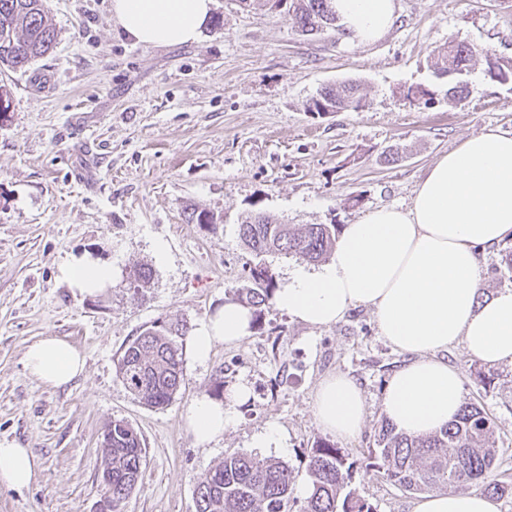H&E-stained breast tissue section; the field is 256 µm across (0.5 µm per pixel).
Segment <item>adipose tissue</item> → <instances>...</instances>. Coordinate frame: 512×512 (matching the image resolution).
<instances>
[{
	"mask_svg": "<svg viewBox=\"0 0 512 512\" xmlns=\"http://www.w3.org/2000/svg\"><path fill=\"white\" fill-rule=\"evenodd\" d=\"M346 33L358 44L384 35L396 0H333ZM214 0H111L112 19L133 43L168 47L196 41ZM512 238V134L495 128L469 137L440 157L418 184L408 208L381 207L347 225L330 260L316 270L294 269L273 295L274 305L296 321L322 328L342 321L356 305L368 306L383 336L411 360L389 379L382 412L398 430L426 436L448 424L463 400L459 370L444 358L460 344L488 367L512 366V288L480 296L481 249ZM58 278L75 293L93 295L112 284V267L92 251L72 254ZM252 314L225 301L190 337L196 362L208 361L220 344L248 336ZM27 372L62 387L85 372L73 345L45 337L28 346ZM249 397L238 386L229 399L195 397L184 419L197 445L221 438L237 405ZM322 429L356 437L365 421V396L349 376L322 380L313 395ZM40 460L32 449L0 443V484L21 490L36 479ZM413 512H498L476 492L432 491Z\"/></svg>",
	"mask_w": 512,
	"mask_h": 512,
	"instance_id": "adipose-tissue-1",
	"label": "adipose tissue"
}]
</instances>
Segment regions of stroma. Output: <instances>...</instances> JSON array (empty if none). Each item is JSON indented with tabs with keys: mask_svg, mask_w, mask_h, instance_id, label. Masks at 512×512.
Returning <instances> with one entry per match:
<instances>
[{
	"mask_svg": "<svg viewBox=\"0 0 512 512\" xmlns=\"http://www.w3.org/2000/svg\"><path fill=\"white\" fill-rule=\"evenodd\" d=\"M289 5L215 0L196 42L156 48L115 30L110 0H47L53 52L27 70L0 71V443L41 460L29 488L0 485V512H92L102 434L115 420L128 422L146 451L125 512H196L200 473L236 452L288 464L304 501L309 455L330 438L313 394L333 373L355 378L366 398L359 435L334 440L356 462L352 489L377 512H412L415 493L369 459L385 385L409 357L380 335L368 307L325 328L270 307L249 336L218 346L208 362L184 354V382L161 409L139 402L117 373L146 326H198L251 287L256 262L287 282L298 260L256 258L239 237L247 214L343 228L377 207L408 206L428 168L465 139L488 128L512 133V83L491 80L477 62L452 105L429 67L451 39L512 61V0H398L389 32L367 46L332 30L303 34ZM345 79L360 82V108L309 111L323 88ZM420 86L431 105L409 97ZM195 208L214 223L189 220ZM83 250L112 263V285L96 296L57 279L59 263ZM137 265L152 269L150 287L131 284ZM46 336L86 358L67 386L45 385L24 367L28 346ZM446 358L461 374L464 402L497 423V466L512 475V367L488 368L460 345ZM219 377L228 391L246 385L249 398L203 448L183 414ZM271 427L285 447H256Z\"/></svg>",
	"mask_w": 512,
	"mask_h": 512,
	"instance_id": "obj_1",
	"label": "stroma"
}]
</instances>
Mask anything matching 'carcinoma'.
Here are the masks:
<instances>
[{
    "label": "carcinoma",
    "instance_id": "cac0c4a2",
    "mask_svg": "<svg viewBox=\"0 0 512 512\" xmlns=\"http://www.w3.org/2000/svg\"><path fill=\"white\" fill-rule=\"evenodd\" d=\"M294 24L311 34L324 28L341 31L331 0H292ZM55 29L47 17L46 0H0V67L12 71L50 53ZM483 58L486 75L495 81L512 82V61L480 56L465 41H448L433 52L430 66L448 78V100L464 98L467 83L462 76L470 64ZM359 86L348 81L322 91L312 99L311 112L329 108L347 110L361 105ZM335 224H275L256 214L239 225V235L256 254L274 253L315 263L336 248ZM254 287L247 289L244 306L260 321L270 307L276 285L267 266L251 267ZM185 321H155L124 348L117 372L125 387L143 404L167 406L183 381V345L188 335ZM496 430L487 414L469 404L454 420L425 437H414L390 424L381 426L374 459L386 479L406 491H429L440 486H474L483 493H512V481L497 471ZM105 448L99 493L112 495V507L121 510L142 476L145 449L135 429L114 420L104 432ZM353 463L336 445L316 442L309 456V490L302 512H374L373 506L348 488ZM294 477L288 465L260 461L248 453L224 457L205 469L196 486V512H290Z\"/></svg>",
    "mask_w": 512,
    "mask_h": 512
}]
</instances>
